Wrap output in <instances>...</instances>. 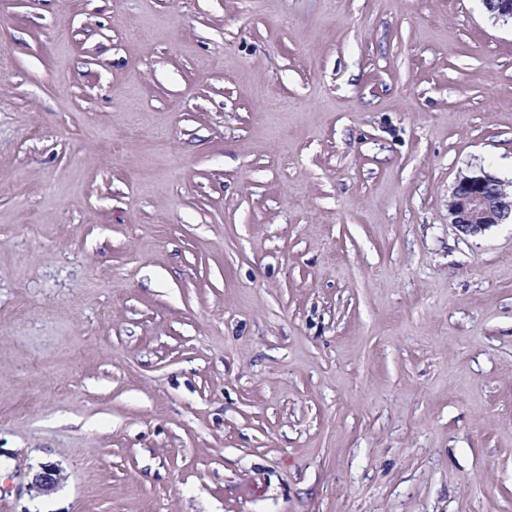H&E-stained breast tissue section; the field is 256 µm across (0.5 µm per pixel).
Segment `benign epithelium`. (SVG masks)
Returning <instances> with one entry per match:
<instances>
[{"label":"benign epithelium","instance_id":"benign-epithelium-1","mask_svg":"<svg viewBox=\"0 0 512 512\" xmlns=\"http://www.w3.org/2000/svg\"><path fill=\"white\" fill-rule=\"evenodd\" d=\"M495 178L484 170L461 174L455 181L448 202L450 223L464 237L482 235L498 224L512 222V199L493 202L489 190ZM62 480L60 470L46 464L35 476V484L44 491L55 489Z\"/></svg>","mask_w":512,"mask_h":512}]
</instances>
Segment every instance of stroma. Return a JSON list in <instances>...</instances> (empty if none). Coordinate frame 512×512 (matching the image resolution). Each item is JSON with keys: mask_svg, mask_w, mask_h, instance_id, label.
Here are the masks:
<instances>
[{"mask_svg": "<svg viewBox=\"0 0 512 512\" xmlns=\"http://www.w3.org/2000/svg\"><path fill=\"white\" fill-rule=\"evenodd\" d=\"M480 165L483 0H0L4 512H512ZM495 178L483 169L468 174H460L455 181L448 202V215L451 224L459 235L475 237L498 224L512 222V198L498 201L504 194L512 193V185L499 182L493 190L492 202L489 190Z\"/></svg>", "mask_w": 512, "mask_h": 512, "instance_id": "stroma-1", "label": "stroma"}]
</instances>
